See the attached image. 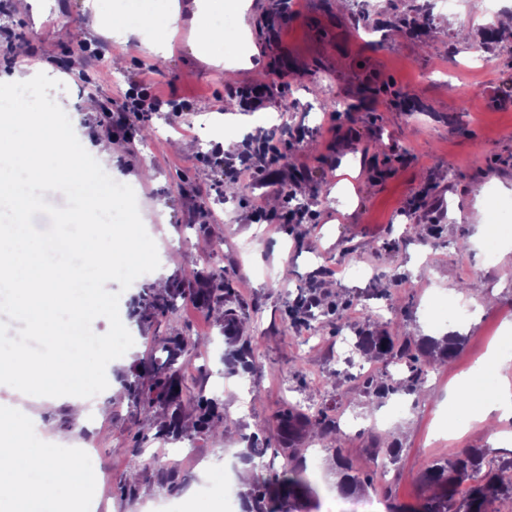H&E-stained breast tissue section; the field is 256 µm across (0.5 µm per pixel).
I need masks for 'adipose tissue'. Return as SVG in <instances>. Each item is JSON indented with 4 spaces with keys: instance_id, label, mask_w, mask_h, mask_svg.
Returning a JSON list of instances; mask_svg holds the SVG:
<instances>
[{
    "instance_id": "ef3b65f1",
    "label": "adipose tissue",
    "mask_w": 512,
    "mask_h": 512,
    "mask_svg": "<svg viewBox=\"0 0 512 512\" xmlns=\"http://www.w3.org/2000/svg\"><path fill=\"white\" fill-rule=\"evenodd\" d=\"M127 4V9L116 11L110 0H94L84 13V24L89 31L108 37L137 38L141 51L162 55L161 43L143 40L141 32L168 29L176 19L175 7L167 6L156 14L150 10L151 0H127ZM235 8V0H211L210 21L193 47L196 56L211 61L221 58L224 15ZM482 368L498 373V381L476 380L450 390L454 404L448 409V420L459 429L465 419L475 420L497 439L501 422L512 418V380L502 377L503 364L496 356H487ZM68 454L57 442L42 443L35 416L1 403L0 512H58L59 492L78 493L90 481L84 465Z\"/></svg>"
}]
</instances>
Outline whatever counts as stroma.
<instances>
[{"label":"stroma","instance_id":"obj_1","mask_svg":"<svg viewBox=\"0 0 512 512\" xmlns=\"http://www.w3.org/2000/svg\"><path fill=\"white\" fill-rule=\"evenodd\" d=\"M87 0H8L0 12V82L43 72L59 81L50 96L67 113L81 144L113 139L118 150L103 162L114 180L130 185L145 228L160 257L175 253L120 292L119 314L134 345L110 362L108 380L133 368L173 366L182 383L183 415H194L197 394L218 399L225 427L199 434L183 454L177 442L156 444L170 410L155 401L149 415L130 401L97 412L92 423L74 417L69 397L29 399L0 384V401L37 415L48 435L69 434V445L96 451L88 491L97 512H160L161 503L183 512H226V497L204 474L213 463L236 468L247 438L277 447L279 411L291 404L353 415L356 435L344 453L372 474L368 497L387 496L410 507L432 492L424 469L466 448L512 456L507 444L472 428L445 439L448 390L473 378L506 325L512 324V39L476 53L488 23V0H462L455 14L470 38L449 40L447 10L432 9L420 37L405 34L400 18L412 0L372 7L368 29L336 0H241L248 29L241 43L249 57L226 56L213 65L190 47L158 58L135 42L95 34L82 17ZM454 52H446L447 43ZM26 45L18 56V45ZM271 72L262 109L272 120L262 136L240 135L224 149L222 102L240 101L256 69ZM161 99H188L190 112H124L133 81ZM375 89L365 111L347 118L328 110L336 96L360 97ZM99 103L84 108L86 99ZM186 147L176 151L173 140ZM276 147L270 163L261 145ZM505 207L495 240L482 238L490 195ZM468 240L467 249L456 244ZM275 276L265 280L264 269ZM227 277L226 301L200 308L176 297L167 321L146 327L139 301L144 284L163 278L194 288L198 277ZM317 298L319 321L299 319L298 306ZM462 303L468 326L459 329L450 303ZM406 327L411 335L461 330L464 344L445 364L430 369L420 390L372 402L360 379L336 363L342 338L365 329ZM195 341L178 351L171 331ZM259 337L255 370L225 363L230 336ZM397 427L399 457L383 475L365 452L371 437ZM302 460H316L317 495L308 512L346 507L336 469L323 442H303ZM136 472V491L125 479Z\"/></svg>","mask_w":512,"mask_h":512}]
</instances>
